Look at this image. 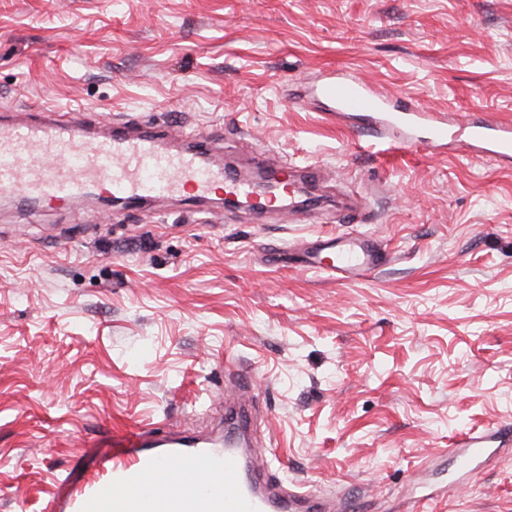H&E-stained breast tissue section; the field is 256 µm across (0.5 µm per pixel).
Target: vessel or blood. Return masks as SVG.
<instances>
[{
  "instance_id": "b4317fda",
  "label": "vessel or blood",
  "mask_w": 512,
  "mask_h": 512,
  "mask_svg": "<svg viewBox=\"0 0 512 512\" xmlns=\"http://www.w3.org/2000/svg\"><path fill=\"white\" fill-rule=\"evenodd\" d=\"M338 116L367 112L382 125L404 132L410 147L440 148L451 141L475 147L479 157L512 161V123L472 113L450 125L407 100L388 104L360 82L330 78L317 88ZM80 112L40 110L37 118L0 124V194L67 200L94 188L135 205L151 198L204 199L216 194L249 198L250 182L209 160L210 138L199 134L192 147L162 148V135L111 127L107 136L85 140ZM308 267L328 274L367 276L383 262L365 239L343 237L308 248ZM512 426L499 424L465 433L446 450L465 479L493 457ZM50 512H346L339 500L306 490L263 487L248 477V457L236 437L199 442L157 439L132 428L114 434L87 477L58 478Z\"/></svg>"
}]
</instances>
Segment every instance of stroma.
<instances>
[{
  "label": "stroma",
  "instance_id": "stroma-1",
  "mask_svg": "<svg viewBox=\"0 0 512 512\" xmlns=\"http://www.w3.org/2000/svg\"><path fill=\"white\" fill-rule=\"evenodd\" d=\"M333 74L512 122V0H0L1 121L218 129L235 171L320 169L312 205L261 218L0 198V512H43L127 427L222 433L228 397L255 405L257 468L353 512H402L452 481L451 437L512 423V165L354 133L306 98ZM351 234L373 275L302 264ZM434 512H512V453Z\"/></svg>",
  "mask_w": 512,
  "mask_h": 512
}]
</instances>
